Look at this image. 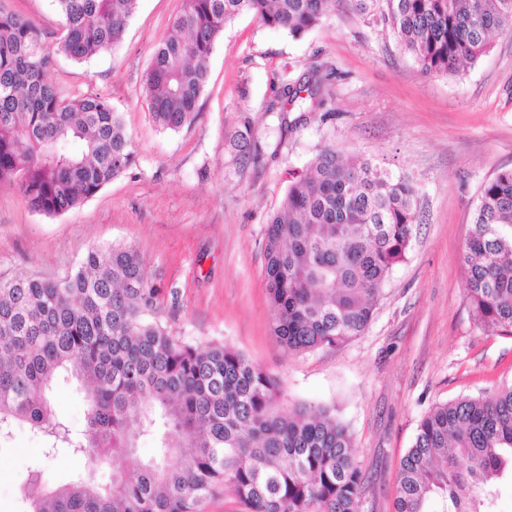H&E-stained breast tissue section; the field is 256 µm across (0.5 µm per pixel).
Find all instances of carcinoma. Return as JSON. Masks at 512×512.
Instances as JSON below:
<instances>
[{"label": "carcinoma", "mask_w": 512, "mask_h": 512, "mask_svg": "<svg viewBox=\"0 0 512 512\" xmlns=\"http://www.w3.org/2000/svg\"><path fill=\"white\" fill-rule=\"evenodd\" d=\"M380 18L427 75L455 74L512 33V0H351ZM65 33L46 46L36 25L0 2V185L59 216L133 162L120 116L99 94L66 96L47 78L117 46L138 0H51ZM338 0H183L143 78L153 123L191 125L207 63L227 24L249 13L300 38ZM323 79L287 84L292 105ZM417 190L368 160L324 146L292 178L264 242L271 331L288 353L339 347L364 333L381 287L403 261ZM467 296L481 330L512 334V169L486 181L463 246ZM166 294L129 246L88 250L61 281L0 277V437L26 422L59 448L108 465L107 485L52 486L31 471L23 512H202L231 496L244 512H358L362 477L347 427L324 405L283 407L278 376L221 343H192L162 322ZM67 371L85 403L73 431L51 390ZM155 454L128 463L140 436ZM512 487V385L438 403L399 463L395 512H489Z\"/></svg>", "instance_id": "cac0c4a2"}]
</instances>
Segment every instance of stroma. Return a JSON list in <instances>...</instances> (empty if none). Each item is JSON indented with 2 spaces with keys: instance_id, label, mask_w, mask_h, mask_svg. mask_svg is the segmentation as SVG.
I'll return each mask as SVG.
<instances>
[{
  "instance_id": "obj_1",
  "label": "stroma",
  "mask_w": 512,
  "mask_h": 512,
  "mask_svg": "<svg viewBox=\"0 0 512 512\" xmlns=\"http://www.w3.org/2000/svg\"><path fill=\"white\" fill-rule=\"evenodd\" d=\"M46 45L64 19L51 0H6ZM183 0H138L122 42L87 61L57 56L48 79L67 95L98 93L118 112L132 165L58 217L0 186V276L61 279L95 246L131 245L147 272L177 293L165 312L187 340L229 345L277 375L282 400L330 406L350 431L363 477L359 512H394L398 465L438 403L512 384V335L489 336L467 299L462 247L482 184L512 168V34L450 76L423 74L392 31L342 0L301 38L243 14L216 40L197 118L155 126L143 91L153 52ZM330 73L323 106L273 110L283 82ZM288 129H281V121ZM379 164L417 189V222L382 286L363 335L338 348L291 354L271 333L263 240L290 180L320 148ZM58 416L84 426L74 380L53 388ZM25 423L0 440V512H21L33 467L51 484L108 468L60 450Z\"/></svg>"
}]
</instances>
